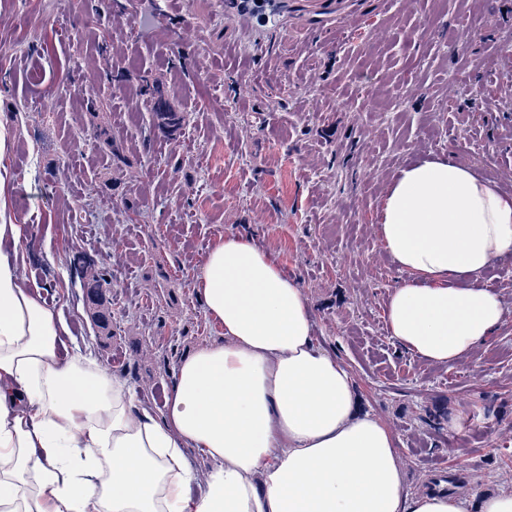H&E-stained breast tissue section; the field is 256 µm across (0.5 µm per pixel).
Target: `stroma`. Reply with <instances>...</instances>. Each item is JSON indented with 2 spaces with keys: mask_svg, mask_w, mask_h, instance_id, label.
Masks as SVG:
<instances>
[{
  "mask_svg": "<svg viewBox=\"0 0 512 512\" xmlns=\"http://www.w3.org/2000/svg\"><path fill=\"white\" fill-rule=\"evenodd\" d=\"M303 2L294 24L248 36L222 0H0V201L27 226L30 285L158 412L182 356L224 339L197 299L200 262L250 237L303 288L316 345L392 434L407 493L447 472L471 501L512 493V252L482 275L502 326L429 365L389 335L402 273L376 233L386 186L418 159L452 157L512 194V0H351L349 18L342 0L322 18ZM174 70L176 138L153 128L147 92ZM91 100L122 158L86 124ZM76 250L112 271L111 348Z\"/></svg>",
  "mask_w": 512,
  "mask_h": 512,
  "instance_id": "stroma-1",
  "label": "stroma"
}]
</instances>
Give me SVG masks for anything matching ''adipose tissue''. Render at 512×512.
Instances as JSON below:
<instances>
[{"mask_svg":"<svg viewBox=\"0 0 512 512\" xmlns=\"http://www.w3.org/2000/svg\"><path fill=\"white\" fill-rule=\"evenodd\" d=\"M403 277L388 330L421 361L448 363L503 321L480 281L512 251V196L452 159L387 186L378 226ZM26 227L0 208V512H512L407 494L389 431L358 408L348 371L313 342L302 288L245 237L219 238L196 275L224 340L186 354L163 410L89 355L61 353L65 323L21 271ZM215 465L198 478L185 444Z\"/></svg>","mask_w":512,"mask_h":512,"instance_id":"ef3b65f1","label":"adipose tissue"}]
</instances>
